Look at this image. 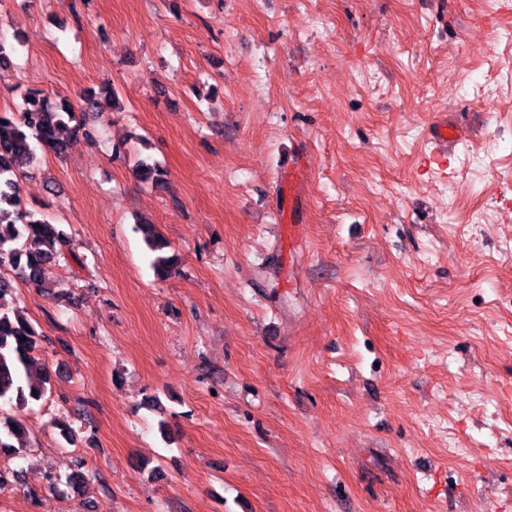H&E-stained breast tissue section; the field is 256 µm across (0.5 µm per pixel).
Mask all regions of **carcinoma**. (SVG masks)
Segmentation results:
<instances>
[{
    "instance_id": "1",
    "label": "carcinoma",
    "mask_w": 512,
    "mask_h": 512,
    "mask_svg": "<svg viewBox=\"0 0 512 512\" xmlns=\"http://www.w3.org/2000/svg\"><path fill=\"white\" fill-rule=\"evenodd\" d=\"M74 107L57 108L40 92H30L15 110L0 111V403L22 411L40 401L48 378L35 379L31 372L33 353L40 332L18 310L5 307L4 295L14 290L18 279L47 287L49 269L64 255L71 237L40 213L28 210L19 194L20 167L36 159V149L62 155L67 149L61 131L76 120ZM135 174L145 183L159 187L167 171L141 159ZM156 253L151 262L154 275L167 278L177 264L175 256L161 254L168 244L158 236H145ZM29 448L22 420L0 417V452L16 455Z\"/></svg>"
}]
</instances>
